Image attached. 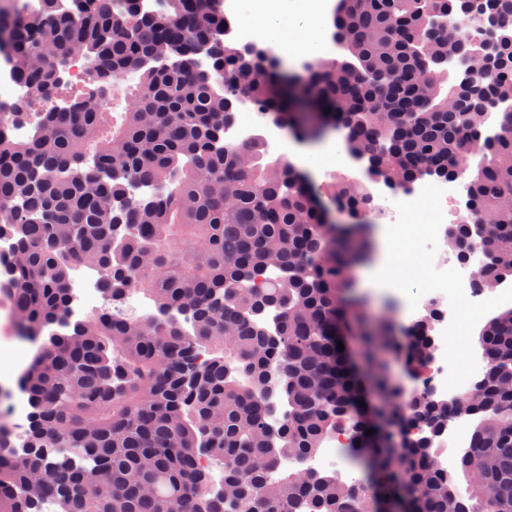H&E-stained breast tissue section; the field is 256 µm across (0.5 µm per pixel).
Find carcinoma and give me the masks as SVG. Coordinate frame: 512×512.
I'll use <instances>...</instances> for the list:
<instances>
[{
	"mask_svg": "<svg viewBox=\"0 0 512 512\" xmlns=\"http://www.w3.org/2000/svg\"><path fill=\"white\" fill-rule=\"evenodd\" d=\"M57 2L12 0L0 17L34 98L61 86L75 54L99 84L98 108L45 112L27 143L0 124V239L18 254L0 264L21 331L39 343L18 380L30 408L21 447L0 424V512H41L48 495L57 512H295L302 501L310 512H380L398 484L409 512H512V307L482 328L479 393L436 399L389 366L399 356L413 378L427 370L436 305L401 341L352 282L371 256L368 185L458 176L468 207L450 241L461 259L478 255L483 284L512 279V111L484 133L486 113L512 102V0H337L347 57L312 59L302 100L280 58L224 40L219 0ZM469 18L494 27L474 41ZM489 40L490 71L463 82L444 66ZM128 76L123 122L110 129L112 85ZM241 96L307 142L345 132L365 180L337 176L323 194L351 223L328 222L293 164L264 162L256 142L224 143ZM81 268L99 273L109 301L141 292L157 314L70 320ZM270 268L280 275L262 280ZM363 376L393 434L378 448L359 406ZM450 410L480 416L459 457L463 488L432 452ZM342 430V454L374 485L273 477L281 456L313 454Z\"/></svg>",
	"mask_w": 512,
	"mask_h": 512,
	"instance_id": "carcinoma-1",
	"label": "carcinoma"
}]
</instances>
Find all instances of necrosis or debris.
Masks as SVG:
<instances>
[{"instance_id": "obj_1", "label": "necrosis or debris", "mask_w": 512, "mask_h": 512, "mask_svg": "<svg viewBox=\"0 0 512 512\" xmlns=\"http://www.w3.org/2000/svg\"><path fill=\"white\" fill-rule=\"evenodd\" d=\"M261 138L267 153L277 158H287L290 144L282 128L266 121L264 114L249 100H239L234 119L224 127V139L229 144L241 146ZM463 179L422 182L415 190L404 195L379 196L370 192L371 213L375 221L392 230L395 236L409 239L414 246L423 249L429 260L438 268H450L451 278L432 276L425 288L416 292L411 304L416 311L425 310L431 301L455 299L459 306L452 314L442 316L435 331L438 338L437 363L432 364L424 380L430 390L445 396L458 391L463 382L476 379L480 372L475 367L448 365L449 337L461 335L466 325L477 318L493 303L512 301V289L502 288L492 294L481 286L474 275V262L461 261L457 252L449 249L446 238L449 225L458 223L462 213L457 208L460 198L465 197ZM75 314L88 317L114 309L118 314L135 317L146 316L151 302L130 296L121 307H112L104 295L98 275L77 277L71 284ZM347 440L339 433L329 439L322 450L303 459L282 456L277 471L288 473L299 469L315 474L329 473L345 484H356L341 449Z\"/></svg>"}]
</instances>
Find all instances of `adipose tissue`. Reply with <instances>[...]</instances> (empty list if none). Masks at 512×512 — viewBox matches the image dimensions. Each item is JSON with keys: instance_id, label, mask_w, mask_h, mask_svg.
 <instances>
[{"instance_id": "adipose-tissue-1", "label": "adipose tissue", "mask_w": 512, "mask_h": 512, "mask_svg": "<svg viewBox=\"0 0 512 512\" xmlns=\"http://www.w3.org/2000/svg\"><path fill=\"white\" fill-rule=\"evenodd\" d=\"M251 23L260 40H284L291 51L301 56L315 54L331 20L305 10L303 4L289 5L288 0H268L265 9L252 16Z\"/></svg>"}]
</instances>
